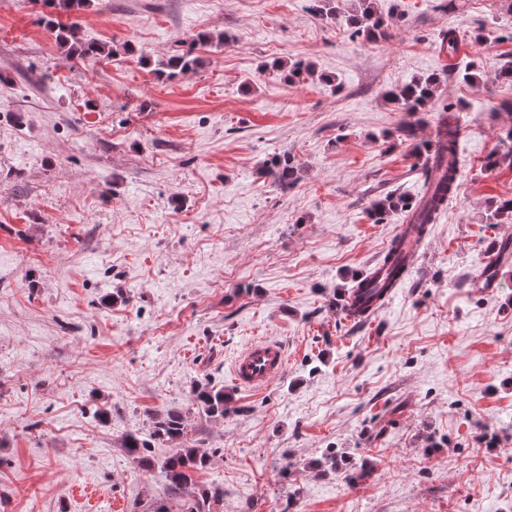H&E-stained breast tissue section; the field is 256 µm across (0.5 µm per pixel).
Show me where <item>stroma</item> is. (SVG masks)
Here are the masks:
<instances>
[{
  "mask_svg": "<svg viewBox=\"0 0 512 512\" xmlns=\"http://www.w3.org/2000/svg\"><path fill=\"white\" fill-rule=\"evenodd\" d=\"M355 7L87 0L58 20L114 53L69 60L44 0H0V512H145L168 489L123 438L170 409L220 451L193 475L223 490L213 512H512V256L481 285L489 246L512 242L487 221L512 199V168L487 165L512 127L495 79L512 12L376 0L387 35L369 41ZM188 50L198 66L160 76ZM430 74L429 111L387 99ZM445 103L456 191L378 314L349 321L341 295L403 221L372 204L421 195ZM284 156L288 187L263 174ZM257 337L287 364L253 391L231 368ZM207 382L223 417L192 400ZM332 453L343 469L322 471Z\"/></svg>",
  "mask_w": 512,
  "mask_h": 512,
  "instance_id": "stroma-1",
  "label": "stroma"
}]
</instances>
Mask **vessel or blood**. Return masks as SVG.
<instances>
[{"label":"vessel or blood","instance_id":"obj_1","mask_svg":"<svg viewBox=\"0 0 512 512\" xmlns=\"http://www.w3.org/2000/svg\"><path fill=\"white\" fill-rule=\"evenodd\" d=\"M286 353L279 342L260 339L248 344L236 356L232 375L240 386L259 390L281 375Z\"/></svg>","mask_w":512,"mask_h":512}]
</instances>
